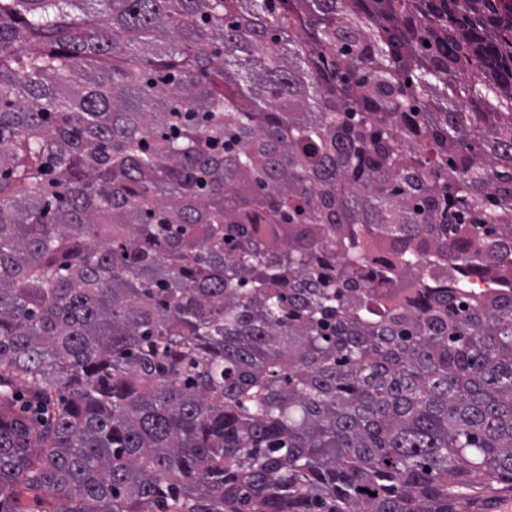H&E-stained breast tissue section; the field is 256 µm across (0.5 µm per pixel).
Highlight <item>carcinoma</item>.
<instances>
[{"label": "carcinoma", "mask_w": 512, "mask_h": 512, "mask_svg": "<svg viewBox=\"0 0 512 512\" xmlns=\"http://www.w3.org/2000/svg\"><path fill=\"white\" fill-rule=\"evenodd\" d=\"M493 482L512 0H0V512Z\"/></svg>", "instance_id": "carcinoma-1"}]
</instances>
